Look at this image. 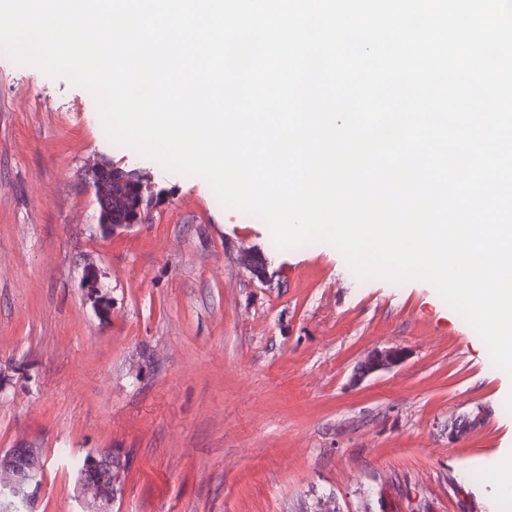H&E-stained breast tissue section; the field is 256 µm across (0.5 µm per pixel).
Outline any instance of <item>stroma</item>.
I'll list each match as a JSON object with an SVG mask.
<instances>
[{"instance_id": "1", "label": "stroma", "mask_w": 512, "mask_h": 512, "mask_svg": "<svg viewBox=\"0 0 512 512\" xmlns=\"http://www.w3.org/2000/svg\"><path fill=\"white\" fill-rule=\"evenodd\" d=\"M104 161L166 191L109 240L82 185ZM390 346L402 364L356 378ZM4 377L0 452L45 459L29 512H87L75 462L101 448L129 460L112 512H305L325 494L336 512H512L492 481L512 377L431 284L358 278L325 242L277 249L204 179L117 148L86 89L0 49Z\"/></svg>"}]
</instances>
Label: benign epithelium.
<instances>
[{
    "label": "benign epithelium",
    "mask_w": 512,
    "mask_h": 512,
    "mask_svg": "<svg viewBox=\"0 0 512 512\" xmlns=\"http://www.w3.org/2000/svg\"><path fill=\"white\" fill-rule=\"evenodd\" d=\"M101 169L97 163L88 168L85 173V188L89 192H97L102 207H107V201L115 197L133 200L130 215L116 214L110 218L107 233L126 227L130 224L151 223L152 210L158 203V194L137 173L115 177L112 182L104 184L93 183V178ZM405 352L397 347H383L371 351L358 367V375L370 374L389 370L401 364ZM90 463L96 473L91 483L80 482L79 493L82 498L92 499L98 506L99 512H112L116 493L112 486L118 484L127 465L124 458L112 453V449H99L91 453ZM42 472L37 449L10 448L0 453V495L16 501L19 508L28 507L31 499L39 488Z\"/></svg>",
    "instance_id": "obj_1"
}]
</instances>
